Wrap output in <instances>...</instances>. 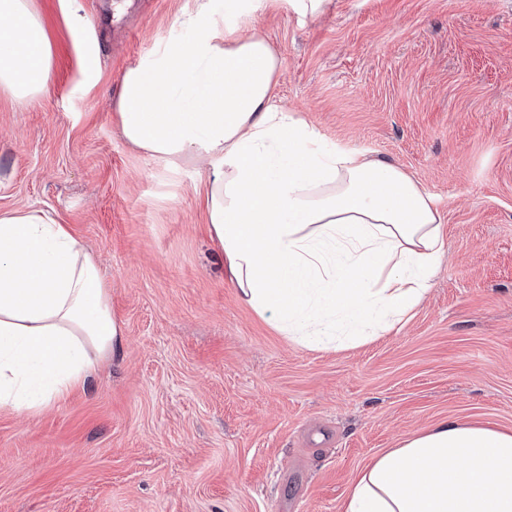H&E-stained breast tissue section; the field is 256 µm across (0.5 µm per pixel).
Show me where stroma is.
Instances as JSON below:
<instances>
[{
  "label": "stroma",
  "mask_w": 512,
  "mask_h": 512,
  "mask_svg": "<svg viewBox=\"0 0 512 512\" xmlns=\"http://www.w3.org/2000/svg\"><path fill=\"white\" fill-rule=\"evenodd\" d=\"M32 0L46 92L0 93V211L69 225L110 288L123 352L35 414L0 411V512H341L377 452L444 418L512 427V0L269 4L273 102L328 145L401 166L440 202L446 255L401 328L307 348L241 298L207 230V170L123 138L125 70L189 43L199 4ZM98 72L88 79L84 46Z\"/></svg>",
  "instance_id": "1"
}]
</instances>
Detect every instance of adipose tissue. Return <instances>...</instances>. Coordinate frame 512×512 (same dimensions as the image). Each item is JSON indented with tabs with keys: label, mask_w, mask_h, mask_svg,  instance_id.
<instances>
[{
	"label": "adipose tissue",
	"mask_w": 512,
	"mask_h": 512,
	"mask_svg": "<svg viewBox=\"0 0 512 512\" xmlns=\"http://www.w3.org/2000/svg\"><path fill=\"white\" fill-rule=\"evenodd\" d=\"M31 0H0V92L46 91L52 46ZM197 36L128 68L125 139L174 165L206 159L209 232L242 299L309 347L362 343L420 306L443 257L435 199L399 165L328 147L277 110L280 61L250 19L206 7ZM121 330L95 259L42 210L0 212V410L35 413L86 385ZM343 512H512V428L445 419L378 452Z\"/></svg>",
	"instance_id": "adipose-tissue-1"
}]
</instances>
